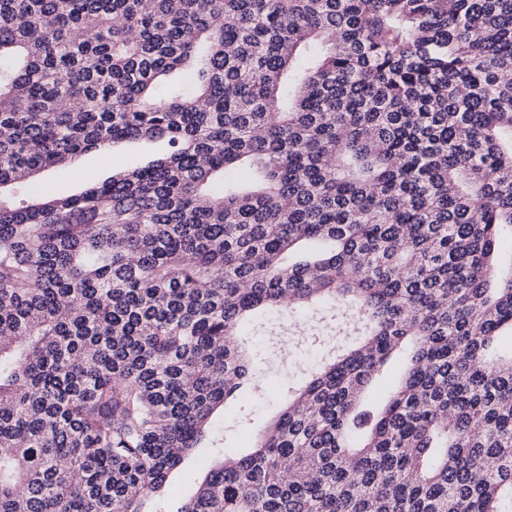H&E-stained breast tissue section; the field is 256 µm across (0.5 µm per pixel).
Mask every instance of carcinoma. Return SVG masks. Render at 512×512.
Segmentation results:
<instances>
[{
    "mask_svg": "<svg viewBox=\"0 0 512 512\" xmlns=\"http://www.w3.org/2000/svg\"><path fill=\"white\" fill-rule=\"evenodd\" d=\"M6 188L0 512H164L204 440L180 512H512V0H0ZM306 307L358 341L229 452ZM166 150L167 145L163 141L119 143L113 147L110 166L101 162L99 153L81 155L72 165L43 172L39 184L49 193L68 195L85 186L90 178L103 180L112 175V168L125 167L133 162L146 164ZM216 460L208 448H197L191 455L185 457L180 466L170 474L166 510L176 512L180 509L184 501L193 495L204 481Z\"/></svg>",
    "mask_w": 512,
    "mask_h": 512,
    "instance_id": "obj_1",
    "label": "carcinoma"
}]
</instances>
